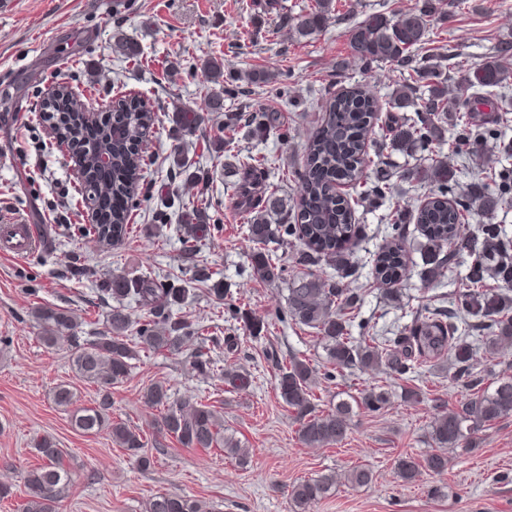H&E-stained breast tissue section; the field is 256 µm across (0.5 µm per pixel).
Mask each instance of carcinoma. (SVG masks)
<instances>
[{"label":"carcinoma","instance_id":"1","mask_svg":"<svg viewBox=\"0 0 512 512\" xmlns=\"http://www.w3.org/2000/svg\"><path fill=\"white\" fill-rule=\"evenodd\" d=\"M333 0H314L309 11L287 20L289 30L300 37L319 35L331 22ZM438 12L435 0H424L419 9L402 13L392 20L382 13L370 14L348 31L354 58L363 65L387 64L395 70H410L417 80L436 76V56L426 52L430 42L428 18ZM512 73V38L496 46L495 56L485 63L467 69L470 87L482 90L497 87ZM246 80L251 85L263 84L266 72L252 70L242 76L230 71L224 79V95L239 94L237 82ZM448 80L441 79L426 85V92L417 93L410 84L400 85L390 99L391 108L398 112L409 109L418 113V119L394 122L386 126L392 146L405 152L420 147L430 154L429 164L417 173L418 181L429 188L423 204L416 209L394 206L388 214L391 239L374 259L373 277L385 285H397L408 276L406 250L403 244L406 225L415 223L425 239L422 249L427 253V267L420 276L429 283L444 267L460 264L461 250L469 247L473 259L466 267L465 291L456 306L450 309L424 304L415 311L412 323L394 336L350 335L353 312L357 309L355 289L344 283L352 273L351 242L357 237L355 207L362 202L347 198L334 191L339 185L352 189L365 186L367 171L374 160L369 155L370 135L377 124L379 107L375 99L360 86L354 85L327 101L319 129L312 135L304 155L303 171L299 176V201L293 223L266 224L262 213L280 207V200L271 192L259 197L257 165L247 156L243 167L247 174L235 188V209L251 213L260 210L246 232L253 243L251 264L257 278L275 283L284 279L285 261L273 245H282L291 237L299 241L294 259L304 267L323 264L336 272V277L325 279L310 272L293 279L288 286L287 305L279 319H291L316 330V340L323 345L331 369L323 373L331 379L344 369L358 366L364 370H383L394 377L413 372L430 360L447 358L455 366L454 381L475 390L462 410L443 412L435 419L431 438L434 452L419 462L412 458L396 461L397 473L402 480L412 482L425 467L442 473L448 464L447 450L468 439V430L512 415V379H503L491 391H479V380L472 372L474 351L467 331L470 320L487 321L486 329L491 347L512 341V316L506 310L512 307V240L503 237V229L494 223L508 185L493 190L484 182H473L467 188L468 202L451 203L448 187L458 183L457 173L447 158L441 156L445 138L435 125L440 113L449 111ZM463 125H485L484 109L493 112L497 102L476 94L462 102ZM80 111L72 102L70 111H52L46 121L64 141L77 135V126L70 113ZM112 138L102 140L112 150V179L103 182L94 178L92 157L85 154L78 163L84 177L78 178L83 202L96 203L104 195L124 201L112 209L107 224H76L73 232L95 235L105 242L118 243L130 234L133 197L129 187L142 179L145 165L144 139L154 124V113L143 110L136 96L120 99L112 112ZM245 121L250 133L260 139L276 129L275 120L265 112L246 119L229 114L224 122V149H235V131L238 122ZM477 211L486 223L479 225L481 237H462L465 224L472 211ZM206 211L196 209L193 217L179 225L183 253L195 256L198 243L211 235ZM500 283V291L485 289L487 279ZM191 282L207 286L208 294L218 301L224 300V282L212 281V273L198 269ZM100 292L116 301L107 318V327L91 340L82 341L73 335L75 317L72 313L50 305L36 306L32 317L40 330V339L54 345L70 341L72 367L76 376L99 388L100 399L90 408H77L71 414L74 429L85 435L110 430L112 442L136 457L141 465L150 464L145 452L146 442L141 431L125 422L109 417L111 388L122 382L131 370L137 348L153 351H179L190 341L198 347L192 353L193 369L204 377L222 378L236 390L252 386L253 376L244 371H226L221 356L242 352L238 336H199L188 315L179 311L191 295L185 285L160 282L149 273L137 277H116L105 282ZM132 299L146 307L148 320L130 335L132 321L126 312L124 300ZM248 338L258 341L266 338L269 323L248 315L241 316ZM267 358L276 366V389L288 408L294 410L299 421L301 441L312 447L334 445L344 438L347 418L352 406L347 402L336 405L327 413L316 411L312 402L311 384L316 373L309 363L293 355L289 360L279 359L274 351ZM145 401L161 411V425L169 436L185 448H224L240 460L247 456L246 449L230 437L224 436V418L206 404L191 399H175L170 388L161 382L149 385ZM390 398L384 391H370L361 398V405L380 411L388 406ZM34 448L44 464L30 470L25 477L27 499L25 512H57L58 504L71 483V475L60 462L61 450L50 436L35 440ZM352 488L369 485L373 473L366 467H355L344 476ZM336 487V476L327 474L300 481L291 487L289 498L295 512H305L306 506L331 494ZM149 512H202L201 504L179 494H161L149 503Z\"/></svg>","mask_w":512,"mask_h":512}]
</instances>
